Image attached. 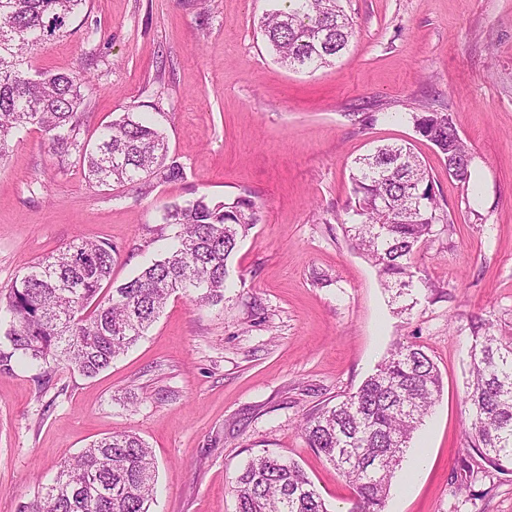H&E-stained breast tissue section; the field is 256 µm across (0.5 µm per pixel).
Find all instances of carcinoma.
I'll list each match as a JSON object with an SVG mask.
<instances>
[{
	"label": "carcinoma",
	"instance_id": "obj_1",
	"mask_svg": "<svg viewBox=\"0 0 512 512\" xmlns=\"http://www.w3.org/2000/svg\"><path fill=\"white\" fill-rule=\"evenodd\" d=\"M87 0H0V160L13 137L28 126L45 132L61 161L78 157L88 182L144 185L185 177L168 156L156 124L132 113L105 125L94 144L80 140L87 75L40 73L29 78L27 55L67 32ZM277 60L298 71H315L339 57L355 35L341 0H273L261 18ZM415 132L431 141L445 164L471 155L446 112H413ZM347 227L352 244L377 268L383 285L398 294L413 288L414 254L449 224L428 186L430 174L413 149L383 145L355 161ZM259 215L255 202L239 196L215 202L201 195L162 208L157 236L172 231L161 259L128 281H111L117 249L106 240L77 239L41 258L0 294V324L7 325L0 367L27 362L49 382L64 365L91 378L125 353L159 317L174 293L197 307L224 301L228 260ZM470 355L465 403L472 447L498 473H512V337L477 327ZM442 380L419 347L397 344L357 390L300 424L308 447L322 454L354 491L350 512H384L392 479L413 433L440 395ZM155 459L134 433L91 442L41 486L29 512H150ZM236 512H329L300 466L270 453L253 457L235 478Z\"/></svg>",
	"mask_w": 512,
	"mask_h": 512
}]
</instances>
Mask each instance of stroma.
I'll list each match as a JSON object with an SVG mask.
<instances>
[{
	"mask_svg": "<svg viewBox=\"0 0 512 512\" xmlns=\"http://www.w3.org/2000/svg\"><path fill=\"white\" fill-rule=\"evenodd\" d=\"M348 49L309 73L277 61L258 22L269 0H87L30 72L86 70V140L150 105L186 177L148 191L96 186L78 160L59 167L46 135L17 134L0 160V291L75 239L117 246L113 284L164 243L168 202L248 196L260 221L228 262L224 301L172 295L110 368L57 369L48 384L0 371V512L93 440L132 432L152 449L151 512H236L251 456L296 460L330 512L351 490L308 448L300 421L355 392L396 344L418 345L443 390L392 480L385 512H512V473L481 478L463 403L471 324L512 336V0H343ZM451 114L472 155L469 190L407 116ZM411 143L453 223L416 254L415 305L384 287L347 236L356 158ZM476 477H466L462 462Z\"/></svg>",
	"mask_w": 512,
	"mask_h": 512,
	"instance_id": "1",
	"label": "stroma"
}]
</instances>
